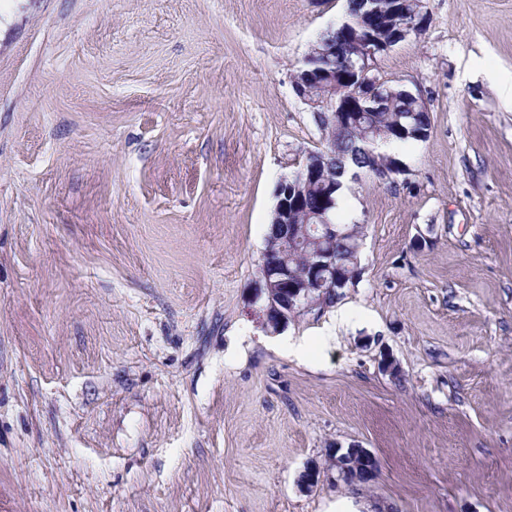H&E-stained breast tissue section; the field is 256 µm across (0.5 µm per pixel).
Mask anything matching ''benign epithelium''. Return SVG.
<instances>
[{"instance_id":"benign-epithelium-1","label":"benign epithelium","mask_w":512,"mask_h":512,"mask_svg":"<svg viewBox=\"0 0 512 512\" xmlns=\"http://www.w3.org/2000/svg\"><path fill=\"white\" fill-rule=\"evenodd\" d=\"M362 11L353 13L341 24L342 37L327 38L320 42L317 54L305 57L293 81L296 95L320 119L332 118L339 125L361 131V149L374 158L375 139L378 135L376 115L386 109L389 100L402 95L414 100L413 111L428 113L425 100L418 94L400 89L382 78L376 67L378 55L411 37L421 35L426 29L427 16L423 10L413 12V19L391 27L392 35H382L386 26H377L381 17L392 21L403 15L401 0L383 9L380 0H359ZM342 60V72L337 74L318 66L317 58ZM341 76L345 94L336 96V76ZM333 143L327 142L320 151H312L276 188L277 203L274 224L278 232L267 238L258 276L254 281L252 304L262 326L270 333L278 332L288 322V315L303 313L313 307L325 306L326 293L340 294L360 275L359 268L347 273L336 267V258L328 242L339 236L354 240L355 250H360L363 226L346 225L342 228L327 218L335 200L327 194L319 209L304 216L311 221L301 230L295 224L304 187L313 180L328 179L330 166H316L309 158L332 155ZM299 254L305 263L304 270L295 272L288 265V255ZM374 460L372 454L358 448L352 454L333 457L336 469L345 480H350L357 469L356 458Z\"/></svg>"}]
</instances>
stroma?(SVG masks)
<instances>
[{"label":"stroma","instance_id":"obj_1","mask_svg":"<svg viewBox=\"0 0 512 512\" xmlns=\"http://www.w3.org/2000/svg\"><path fill=\"white\" fill-rule=\"evenodd\" d=\"M423 9L378 68L429 136L347 181L359 278L270 334L294 74L348 0H0V512H512V0ZM350 448H358V449H356V450L354 449L353 455L340 454L338 456H333V461L336 465V469H337L339 475L341 476V478L349 481L350 479L354 478L353 474L355 475V477L357 476V474H358L356 472L357 466H358V464L356 463L357 456H361L362 458H367V459L373 461L374 462L373 475L376 474V471H375L376 459L372 456V454L365 448H361L359 446H353ZM350 448H345V449L343 448V450L341 452H349Z\"/></svg>","mask_w":512,"mask_h":512}]
</instances>
